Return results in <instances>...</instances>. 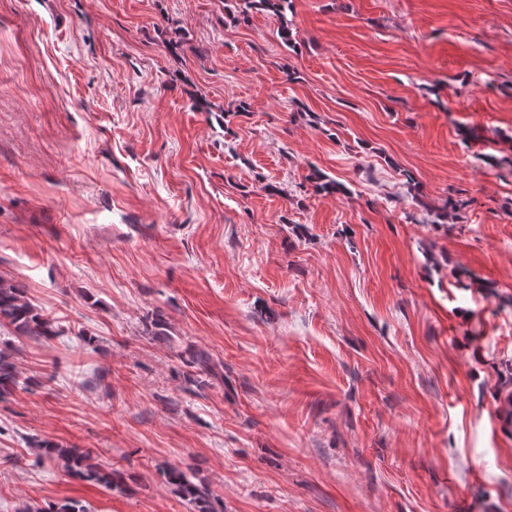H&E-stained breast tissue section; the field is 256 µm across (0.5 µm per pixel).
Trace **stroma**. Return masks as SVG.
Masks as SVG:
<instances>
[{
  "label": "stroma",
  "mask_w": 512,
  "mask_h": 512,
  "mask_svg": "<svg viewBox=\"0 0 512 512\" xmlns=\"http://www.w3.org/2000/svg\"><path fill=\"white\" fill-rule=\"evenodd\" d=\"M233 12L0 0V277L64 329L0 326V512H512V0ZM28 386L29 380H20L19 372L11 361V356L0 351V400H4L18 389L26 390ZM31 448L42 451L41 457L56 460L70 473L92 480L105 488L112 490L124 483L121 472L101 470L94 462L90 450L85 448L63 447L47 439L34 438ZM166 473L169 483L177 486L181 494L195 504L197 512H218L214 507V502H218V498L209 488L196 484L177 467L168 468Z\"/></svg>",
  "instance_id": "1"
}]
</instances>
